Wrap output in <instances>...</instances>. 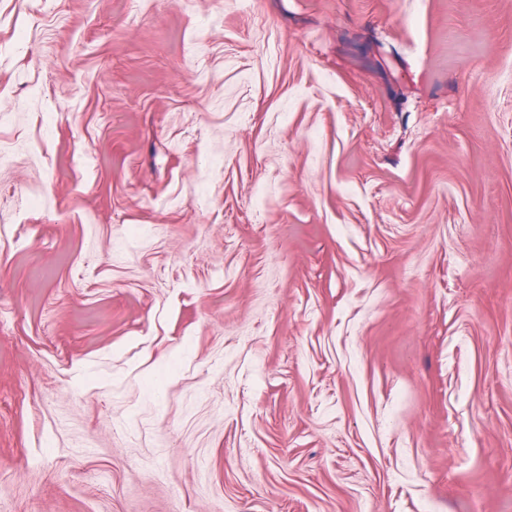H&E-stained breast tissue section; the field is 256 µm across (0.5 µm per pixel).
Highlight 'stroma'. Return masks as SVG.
Returning a JSON list of instances; mask_svg holds the SVG:
<instances>
[{
  "label": "stroma",
  "instance_id": "obj_1",
  "mask_svg": "<svg viewBox=\"0 0 512 512\" xmlns=\"http://www.w3.org/2000/svg\"><path fill=\"white\" fill-rule=\"evenodd\" d=\"M0 512H512V0H0Z\"/></svg>",
  "mask_w": 512,
  "mask_h": 512
}]
</instances>
